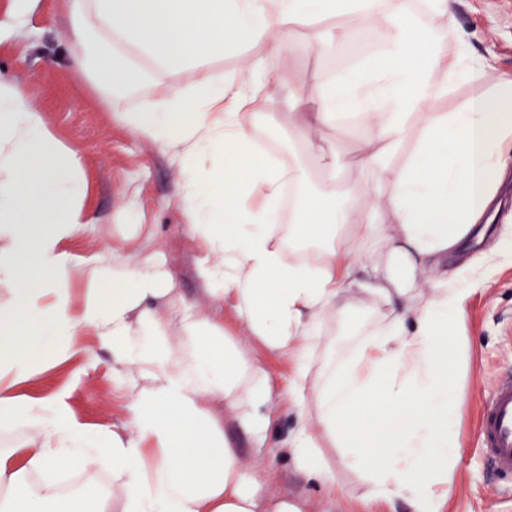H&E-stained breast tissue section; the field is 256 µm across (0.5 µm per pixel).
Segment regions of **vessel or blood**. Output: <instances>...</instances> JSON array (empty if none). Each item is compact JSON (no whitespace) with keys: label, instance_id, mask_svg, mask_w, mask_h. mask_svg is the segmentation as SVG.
Masks as SVG:
<instances>
[{"label":"vessel or blood","instance_id":"vessel-or-blood-1","mask_svg":"<svg viewBox=\"0 0 512 512\" xmlns=\"http://www.w3.org/2000/svg\"><path fill=\"white\" fill-rule=\"evenodd\" d=\"M481 450L487 467L502 476H512V377L496 387L479 418Z\"/></svg>","mask_w":512,"mask_h":512}]
</instances>
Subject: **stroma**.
I'll return each mask as SVG.
<instances>
[{"label":"stroma","mask_w":512,"mask_h":512,"mask_svg":"<svg viewBox=\"0 0 512 512\" xmlns=\"http://www.w3.org/2000/svg\"><path fill=\"white\" fill-rule=\"evenodd\" d=\"M70 0H0V78L28 87L30 102L38 110L44 129L66 150L75 151L82 167L80 204L88 219L87 232L74 240L70 251L89 259L106 245L120 244L125 253L154 255L172 275L180 294L201 309H208L206 285L197 273L198 250L187 228L180 204L185 176L173 166L160 146L132 134L112 110L106 89L88 81L68 61ZM458 25L467 35V47L485 61L484 88L498 91L512 80V0H456ZM351 18L303 19L288 28L292 54L288 63L268 56L263 43L227 51L206 66L176 72H158L153 82L131 89L122 106L138 111L151 106L158 83L189 86L208 78L222 84L245 58L262 60L270 78L288 70L290 84L273 91V100L257 99L254 111L276 113L278 124L258 130V137L274 146L275 155L291 162L288 142V89L308 88L322 78L352 76L370 70L384 51L378 28L354 31L346 44L323 53L311 50L316 34L349 27ZM368 127L342 135L327 129L317 139L335 150L347 166L337 173L341 183L360 181L353 161L358 145L369 139ZM497 188L499 209L488 214L484 236L461 244L458 263L488 257L486 283L466 304L463 321L454 330L460 336V363L455 373V415L460 428L462 455L442 512H512V482L491 473L481 453L477 421L480 406L492 395L500 374L512 370V257L495 254L498 240H512V161ZM370 313L359 310L347 325L325 326L326 345L321 362L347 356ZM253 356L270 372L281 394L270 406L272 423L265 447H254L250 437L230 429L245 467L260 466L263 494L268 504L288 500L301 512H408L402 501L375 502L357 470L342 467L341 451L325 448L336 464L337 483L328 489L300 472L283 443L296 426L282 394L288 386V365L274 353L252 347ZM98 364L80 361L49 368L31 382L18 386V394L40 399L60 388L68 390L70 414L89 431L121 427L128 418L124 390L112 376V355L98 346Z\"/></svg>","instance_id":"1"}]
</instances>
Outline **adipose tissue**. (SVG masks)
Returning a JSON list of instances; mask_svg holds the SVG:
<instances>
[{"label":"adipose tissue","instance_id":"adipose-tissue-1","mask_svg":"<svg viewBox=\"0 0 512 512\" xmlns=\"http://www.w3.org/2000/svg\"><path fill=\"white\" fill-rule=\"evenodd\" d=\"M413 9V0H72L73 63L105 84L133 134L186 173L181 202L211 314L186 302L150 256L109 246L82 260L69 251L88 227L75 202L79 159L59 151L24 89L0 81V285L9 288L0 303V427L25 421L39 430L31 447L0 452V512H36L41 503L49 512H265L260 478L243 468L220 415L264 447L274 392L246 341L225 333V309L247 341L288 361L297 425L286 446L301 472L335 485L322 452L328 441L343 466L366 475L371 498L441 512L460 460L452 327L486 281L483 264L452 270L448 258L492 204L512 138V86L487 94L483 60L463 30L451 21L422 32L408 19ZM339 11L382 26L386 51L371 71L290 92L304 122L295 140L311 164H284L257 148L255 129L274 115L251 109L271 86L255 60L222 88L169 83L154 107L122 108L150 78L138 57L178 71L262 39L285 62L290 24ZM444 41L456 46L453 57L441 53ZM434 69L446 83L425 79ZM460 81L473 88L466 109L435 111ZM359 124L372 131L359 151L362 180L343 186L335 153L304 128ZM207 151L223 162L198 166ZM314 169L323 175L318 190L282 223L283 188L308 182ZM344 233L350 244L337 247ZM75 281L86 285L77 302ZM356 293L389 314L366 324L350 359L316 368L323 324L345 323ZM92 337L111 348L130 410L121 429L94 438L69 415L66 393L35 402L15 392L62 358L96 362ZM106 458L111 496L94 484L67 495L50 480L22 488L27 473L88 470Z\"/></svg>","mask_w":512,"mask_h":512}]
</instances>
